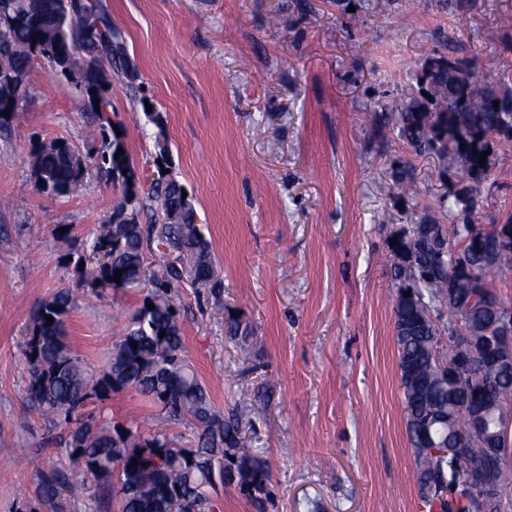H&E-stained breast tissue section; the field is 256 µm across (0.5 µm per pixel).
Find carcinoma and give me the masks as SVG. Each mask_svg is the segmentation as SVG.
Segmentation results:
<instances>
[{
    "label": "carcinoma",
    "instance_id": "obj_1",
    "mask_svg": "<svg viewBox=\"0 0 512 512\" xmlns=\"http://www.w3.org/2000/svg\"><path fill=\"white\" fill-rule=\"evenodd\" d=\"M38 60L52 75L75 83L92 118L96 168L124 190L112 221L93 242L96 260L75 270L79 283L94 296L100 289L141 287L146 278L143 246L151 240L186 265H166L152 275L141 305L98 372L87 367L66 336V322L76 306L72 290L57 289L35 309L25 350L31 373L29 406L54 428L63 429L51 441L83 475L79 482L63 469L52 470L42 481L41 496L57 512L66 497L84 493L91 477L99 496L120 497L119 512H184L186 502L194 512H213L219 484L234 486L259 507L269 494L268 466L245 448L239 421L224 418L215 408L209 390L184 357L174 288L185 273L195 284L213 287L219 272L194 207L182 199L183 186L172 174L162 173L169 169L162 114L144 111L157 128V176L128 184L135 171L128 152L118 153L125 144L112 129L105 85L109 71L130 81L137 78L127 58L125 33L112 25L95 0H0V73L14 79L0 83L1 108L27 95V76ZM436 60L445 65L416 75L407 99L380 107L376 115L416 153L437 157L442 172H451L455 181L440 199L447 223L421 218L406 224L389 251L406 434L417 448L416 419L440 408L451 417L455 435H468L471 410L485 405L487 431L505 452L509 426L501 418L512 411V375L502 373L480 350L454 378L455 391L466 394L467 400L450 403L448 388L438 384L436 372L437 358L448 362L445 338L456 336L461 325L490 324L507 308L495 288L512 271V245L499 246L498 237L501 233L512 238V216L488 230L476 224V216L482 208L478 187L491 176L493 157L512 151V78L506 74L489 87L478 83L469 59L440 55ZM485 151L482 166L480 154ZM85 172L82 156L65 142L38 156L37 186L54 197L75 196L85 185ZM145 209L155 217L151 224L139 221ZM404 250L417 254L415 268L400 267ZM457 253L466 259L459 268ZM409 291L413 295L408 297ZM161 332L165 336H159ZM225 334L242 348L252 331L230 316ZM124 389L159 408L155 428L144 433L114 425L102 415V405L112 393ZM169 422L188 423L193 440L183 444L169 437ZM504 459L478 442L469 448L466 469L455 468L446 454L415 457L423 503L438 512H504L501 493L512 485V470Z\"/></svg>",
    "mask_w": 512,
    "mask_h": 512
}]
</instances>
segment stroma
I'll use <instances>...</instances> for the list:
<instances>
[{"label":"stroma","instance_id":"stroma-1","mask_svg":"<svg viewBox=\"0 0 512 512\" xmlns=\"http://www.w3.org/2000/svg\"><path fill=\"white\" fill-rule=\"evenodd\" d=\"M99 2L138 73L132 84L112 76V124L144 179L155 129L140 98L165 116L171 171L221 270L213 288L181 282L179 321L217 409L240 419L270 469L263 512H428L405 430L389 241L440 215L450 179L377 128L372 111L403 97L438 53L469 58L488 84L512 73V0H418L405 16L397 0ZM27 81L20 118L0 139V512H51L39 487L58 457L44 445L47 424L26 409L32 310L73 289L67 336L96 371L144 294H85L74 260L122 189L93 174L76 197L38 191L39 147L64 140L85 158L94 148L71 85L40 61ZM401 169L414 175L412 193L387 189ZM492 171L484 225L512 215V153ZM231 314L253 330L250 354L224 334ZM242 384L268 395L266 413L242 412ZM104 413L146 432L158 409L125 389Z\"/></svg>","mask_w":512,"mask_h":512}]
</instances>
